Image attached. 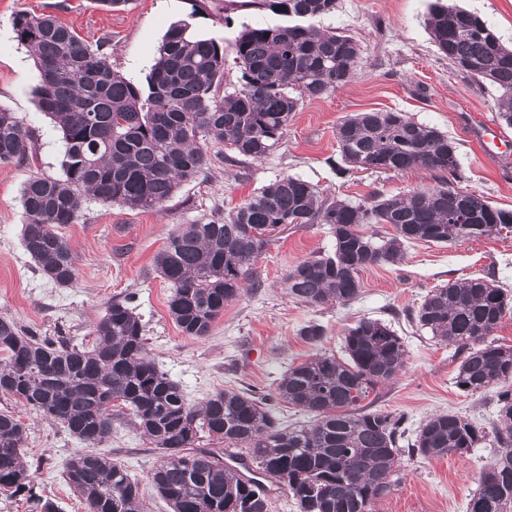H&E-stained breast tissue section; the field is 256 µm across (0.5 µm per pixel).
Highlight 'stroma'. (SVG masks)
<instances>
[{
    "label": "stroma",
    "mask_w": 512,
    "mask_h": 512,
    "mask_svg": "<svg viewBox=\"0 0 512 512\" xmlns=\"http://www.w3.org/2000/svg\"><path fill=\"white\" fill-rule=\"evenodd\" d=\"M450 2L481 16L505 45H512V0ZM430 3L337 0L335 12L313 18L317 28L340 29L358 44L361 63L351 81L323 98L302 102L279 147L262 159L230 166L223 147H212L206 176L182 184L162 206L130 210L84 201L77 222L61 229L78 270L76 282L61 287L40 274L21 240L23 184L34 174L61 176L63 148L54 122L38 106L39 72L16 37L14 18L20 13L54 15L89 42L104 43L113 69L141 81L170 25L189 13V0H128L114 10L99 0H0V106L15 112L37 139L29 163L0 165V317L14 319L35 336L88 346L91 330L112 299L130 298L151 356L193 405L228 388L274 394L292 366L318 353L342 355L346 327L364 318L384 321L402 337L406 364L395 380L370 394L371 409L404 415L411 432L433 413L453 412L483 429L486 438L464 457L402 455L400 483L372 512H466L495 450L490 439L498 423L495 396L460 391L455 385L462 359L457 346L432 339L410 314L428 291L467 276L494 274L498 285L512 292V231L453 245L406 244L400 264L362 271L356 300L311 306L288 296L283 278L299 261L329 251L333 238L323 224L285 225L256 261L260 288L226 305L202 339L185 336L171 318L170 288L154 263L177 225L225 215L287 175L353 201L375 190L391 196L437 184L438 173L424 169L399 174L364 170L338 177L336 124L356 112L401 111L435 125L456 143L466 188L496 207L512 209V157L487 154L472 137L475 126L490 123L512 139V127L499 122L495 91L455 72L438 52L424 24ZM287 22L285 16L252 9L247 0H212L209 15L196 18L193 27L201 37L223 41L224 89L229 92L240 76L233 62L234 40L243 26ZM312 321L326 330L321 343H309L300 334ZM5 410L28 428L25 453L37 495L53 500L60 512H85L63 474L65 461L82 449V442L0 394V412ZM98 451L138 480L148 512H170L147 481L159 452L146 437L120 424Z\"/></svg>",
    "instance_id": "35a3bbf8"
}]
</instances>
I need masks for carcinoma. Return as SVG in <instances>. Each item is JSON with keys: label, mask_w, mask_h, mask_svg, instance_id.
<instances>
[{"label": "carcinoma", "mask_w": 512, "mask_h": 512, "mask_svg": "<svg viewBox=\"0 0 512 512\" xmlns=\"http://www.w3.org/2000/svg\"><path fill=\"white\" fill-rule=\"evenodd\" d=\"M250 5L300 18L336 11V0ZM425 25L450 65L495 88L498 116L512 126V49L485 20L461 8L433 3ZM14 26L36 59L38 104L63 145L62 177L36 174L23 184L22 244L41 274L64 287L77 272L59 229L75 223L83 199L149 209L207 172L212 145L224 146L232 163L265 157L300 101L345 86L360 56L353 38L339 31L247 26L234 43L238 86L225 92L223 43L196 36L186 20L167 30L143 83L113 70L103 45L83 40L53 15L20 14ZM336 142L339 175L374 167L443 177L434 187L373 192L353 203L286 176L222 218L178 225L155 266L172 288L168 309L183 334L209 335L224 305L256 285L254 265L270 242L264 233L271 224L329 227L332 250L299 262L284 279L289 296L312 306L357 299L360 273L400 263L407 243L453 244L512 228V209L462 187L457 146L435 126L399 111L361 112L336 125ZM34 154L32 131L0 107V164H23ZM377 224L394 233L380 239L366 233ZM511 312L512 296L495 280L466 277L430 290L413 314L431 337L464 353L455 377L459 390H493L497 397L496 452L467 512H512V347L490 340ZM92 335V345L76 348L29 336L0 317V393L94 447L112 436L118 421L143 433L160 453L148 482L172 512H269L265 478L292 493L298 512H370L399 479L404 417L361 407L405 367L404 342L385 322L360 320L344 332L345 357L317 354L281 378L277 400L313 414L292 429L277 423L270 397L251 389H224L197 406L187 403L149 356L144 325L126 300L107 306ZM300 335L318 344L325 329L311 321ZM204 436L240 450L239 461L255 463L256 475L224 463L222 448L196 447ZM484 438L458 414L440 412L419 427L407 453L461 457ZM26 440L25 423L0 412V492L31 501L33 512H58L54 502L32 498ZM63 474L86 512H147L140 483L93 449L70 457Z\"/></svg>", "instance_id": "cac0c4a2"}]
</instances>
